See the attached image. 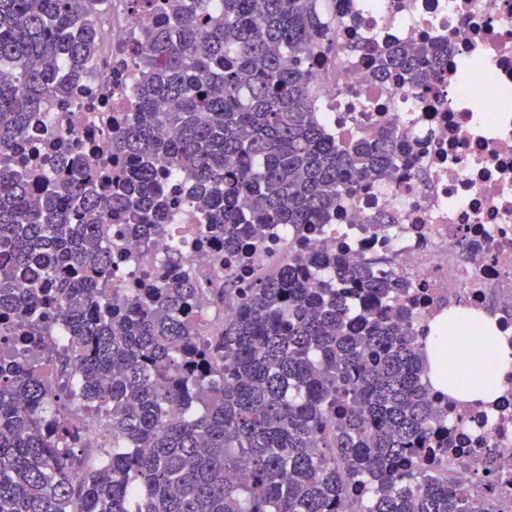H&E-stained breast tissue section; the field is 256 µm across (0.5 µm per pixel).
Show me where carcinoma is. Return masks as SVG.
Instances as JSON below:
<instances>
[{
  "label": "carcinoma",
  "instance_id": "1",
  "mask_svg": "<svg viewBox=\"0 0 512 512\" xmlns=\"http://www.w3.org/2000/svg\"><path fill=\"white\" fill-rule=\"evenodd\" d=\"M93 2L0 0L1 159L92 58ZM164 13L140 48L110 182L79 155L57 161L58 178L0 167V512H338L347 498L364 512H478L426 471L448 447H433L425 328L383 306L398 282L299 252L273 277L214 291L233 313L209 336L189 276L111 289L122 274L99 228L115 218L151 241L171 216L167 169L192 176L204 244L222 256L270 224L324 223L396 155L393 132L338 144L319 121L308 53L336 44L316 0H166ZM430 53L378 48L375 76L431 90ZM327 266L337 282L309 287ZM79 405L108 420L93 467Z\"/></svg>",
  "mask_w": 512,
  "mask_h": 512
}]
</instances>
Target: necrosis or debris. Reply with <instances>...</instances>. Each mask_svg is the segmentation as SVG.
<instances>
[{"mask_svg":"<svg viewBox=\"0 0 512 512\" xmlns=\"http://www.w3.org/2000/svg\"><path fill=\"white\" fill-rule=\"evenodd\" d=\"M340 50L314 53L318 116L340 141L398 136L390 179L365 177L329 219L304 228L276 224L240 263H218L198 246L199 212L191 179L165 181L177 222L151 247L112 235L126 271H146L187 240L172 274L191 272L202 285L203 330L221 327L211 289L273 275L296 251L330 249L375 276L399 280L398 303L417 325L449 306L496 317L512 337V0H318ZM158 10L135 11L131 0H99L91 21L99 45L89 72L68 98H50L19 143V156L77 148L101 176L112 171V135L134 111L136 52ZM427 44L438 61V93L423 96L397 75L377 79L369 48ZM440 435L454 451L435 457L441 481L484 499L486 512H512V376L497 403L452 401Z\"/></svg>","mask_w":512,"mask_h":512,"instance_id":"4bbe7bcc","label":"necrosis or debris"}]
</instances>
